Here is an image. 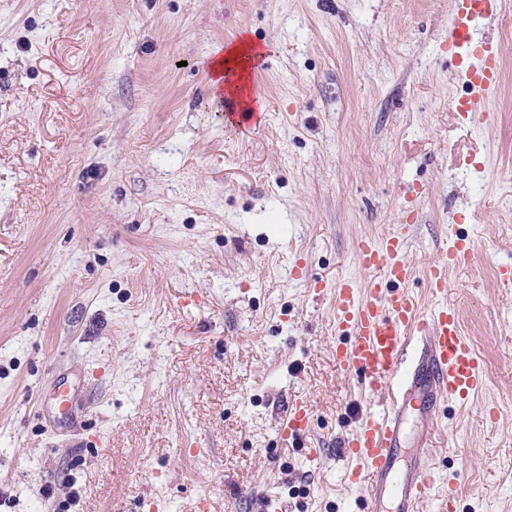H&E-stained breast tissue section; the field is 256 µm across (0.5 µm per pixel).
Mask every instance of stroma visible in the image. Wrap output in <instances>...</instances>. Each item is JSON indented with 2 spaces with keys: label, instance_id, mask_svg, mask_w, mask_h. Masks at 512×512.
<instances>
[{
  "label": "stroma",
  "instance_id": "stroma-1",
  "mask_svg": "<svg viewBox=\"0 0 512 512\" xmlns=\"http://www.w3.org/2000/svg\"><path fill=\"white\" fill-rule=\"evenodd\" d=\"M452 11L0 0V512H363L342 451L374 401L332 358L330 289L410 211L423 306L451 233L475 242L448 303L488 373L440 411L432 463L457 512H512V8L480 29L499 80L470 126ZM244 34L247 129L207 72ZM295 400L312 431L287 442Z\"/></svg>",
  "mask_w": 512,
  "mask_h": 512
}]
</instances>
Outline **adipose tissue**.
Listing matches in <instances>:
<instances>
[{"label": "adipose tissue", "mask_w": 512, "mask_h": 512, "mask_svg": "<svg viewBox=\"0 0 512 512\" xmlns=\"http://www.w3.org/2000/svg\"><path fill=\"white\" fill-rule=\"evenodd\" d=\"M259 55L257 45L251 39L243 37L228 45L213 63L214 97L224 102L228 111H254L255 103L249 98V74Z\"/></svg>", "instance_id": "obj_1"}]
</instances>
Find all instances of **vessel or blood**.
<instances>
[{"label": "vessel or blood", "instance_id": "obj_1", "mask_svg": "<svg viewBox=\"0 0 512 512\" xmlns=\"http://www.w3.org/2000/svg\"><path fill=\"white\" fill-rule=\"evenodd\" d=\"M502 8L503 0H454L448 53L457 79L468 89L457 106L462 122L484 114L498 84L500 47L479 37L476 23L496 17ZM411 231L402 223L380 239H361L355 251L368 275L365 285L343 278L332 295L336 331L343 337L334 352L336 367L359 376L377 400L344 444L346 477L362 493L363 512H422L431 500L436 512H456L454 491L441 485L430 463L431 422L440 406L465 405L486 381L482 361L447 301L448 271L469 260L475 244L453 237L446 256L428 268L435 304L426 311L406 288L415 275L407 258ZM413 412L423 426L410 436L406 425ZM311 425L308 405L293 402L279 430L301 437Z\"/></svg>", "mask_w": 512, "mask_h": 512}]
</instances>
